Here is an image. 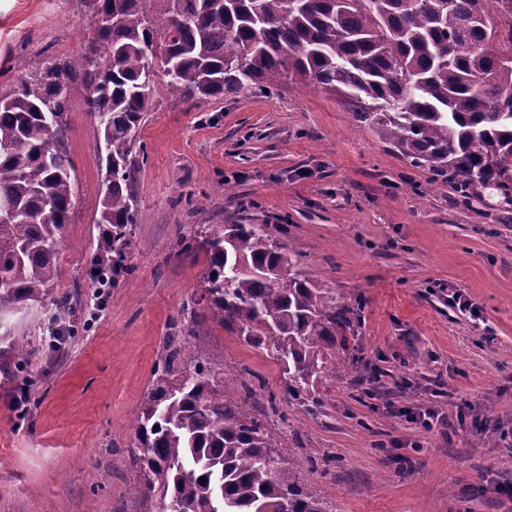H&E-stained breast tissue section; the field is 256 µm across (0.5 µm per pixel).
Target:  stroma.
<instances>
[{"mask_svg":"<svg viewBox=\"0 0 512 512\" xmlns=\"http://www.w3.org/2000/svg\"><path fill=\"white\" fill-rule=\"evenodd\" d=\"M93 28L82 0H0V94L47 55L81 53ZM69 120L76 189L59 277L16 333L39 340L65 293L88 326L14 380L3 372L13 357L0 356V512H137L130 419L173 322L194 325L191 351L258 374L261 392L279 390V365L206 317L205 257L179 248L180 238L226 224L287 225L281 243L304 255L319 284L362 299L348 340L355 363L317 386L323 413L282 405L297 431L284 453L301 463L305 490L335 512H512L498 491L512 484V453L480 432L489 420L512 436L511 199L480 189L459 205L447 183H429L427 171L356 122L346 101L295 76L268 93L185 101L159 75L136 131L144 155L130 271L101 290L86 261L100 231L104 166L81 95ZM451 286L477 313L449 303ZM376 367L381 383L357 402V377ZM452 395L473 405L456 433L410 421L427 406L455 417ZM313 448L335 465L304 466Z\"/></svg>","mask_w":512,"mask_h":512,"instance_id":"35a3bbf8","label":"stroma"}]
</instances>
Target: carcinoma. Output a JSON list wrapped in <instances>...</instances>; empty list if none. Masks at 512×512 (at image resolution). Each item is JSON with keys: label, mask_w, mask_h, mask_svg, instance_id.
Returning <instances> with one entry per match:
<instances>
[{"label": "carcinoma", "mask_w": 512, "mask_h": 512, "mask_svg": "<svg viewBox=\"0 0 512 512\" xmlns=\"http://www.w3.org/2000/svg\"><path fill=\"white\" fill-rule=\"evenodd\" d=\"M95 17L85 50L0 96V354L25 358L21 311L57 278L75 183L68 141L80 89L104 162L102 224L88 265L114 287L128 271L135 132L162 73L185 99L263 91L294 73L347 101L356 120L409 163L452 186L460 202L485 185L512 195V0H84ZM212 318L282 372V394L308 414L316 383L336 377L361 322L362 300L319 287L267 224H226L201 236ZM53 336L74 334L55 300ZM192 329L167 337L132 422L131 495L154 512H333L303 491L273 426L276 395H224L234 375L189 352Z\"/></svg>", "instance_id": "1"}]
</instances>
